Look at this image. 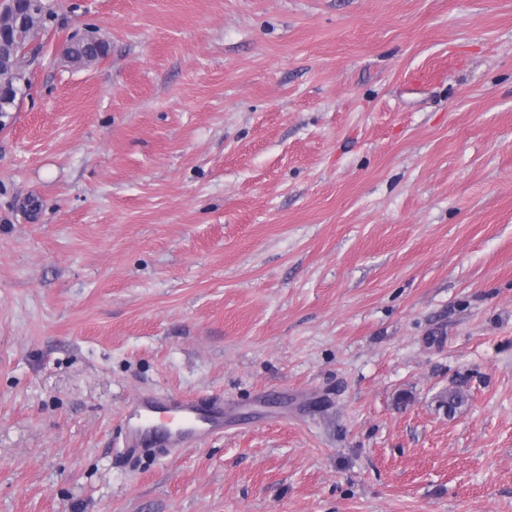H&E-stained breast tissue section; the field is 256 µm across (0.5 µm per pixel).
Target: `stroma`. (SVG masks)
I'll list each match as a JSON object with an SVG mask.
<instances>
[{
    "label": "stroma",
    "instance_id": "obj_1",
    "mask_svg": "<svg viewBox=\"0 0 512 512\" xmlns=\"http://www.w3.org/2000/svg\"><path fill=\"white\" fill-rule=\"evenodd\" d=\"M50 5L0 114V512H512V0ZM148 395L224 430L128 454Z\"/></svg>",
    "mask_w": 512,
    "mask_h": 512
}]
</instances>
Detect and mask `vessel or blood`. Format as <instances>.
Listing matches in <instances>:
<instances>
[{
    "label": "vessel or blood",
    "instance_id": "b4317fda",
    "mask_svg": "<svg viewBox=\"0 0 512 512\" xmlns=\"http://www.w3.org/2000/svg\"><path fill=\"white\" fill-rule=\"evenodd\" d=\"M122 422L131 443L152 438L179 448L222 431L224 412L214 399L144 396L125 408Z\"/></svg>",
    "mask_w": 512,
    "mask_h": 512
}]
</instances>
